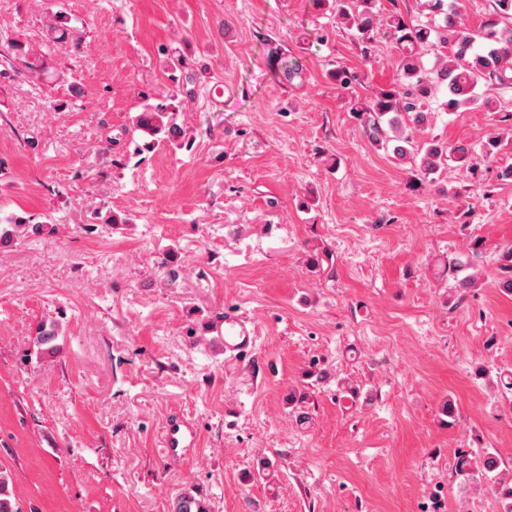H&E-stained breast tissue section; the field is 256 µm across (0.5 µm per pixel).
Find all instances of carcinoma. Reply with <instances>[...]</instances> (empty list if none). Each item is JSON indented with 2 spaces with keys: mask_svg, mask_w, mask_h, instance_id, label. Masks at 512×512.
<instances>
[{
  "mask_svg": "<svg viewBox=\"0 0 512 512\" xmlns=\"http://www.w3.org/2000/svg\"><path fill=\"white\" fill-rule=\"evenodd\" d=\"M377 0H334L336 18L349 23L365 62H371L374 43L380 36L391 38L400 51L398 82L381 88L369 104L353 107L361 117L364 134L369 142L381 149H392L398 158L414 153L415 133L428 121V109L440 85L447 87V99L442 103L446 112H457L484 100L480 87L512 85V0H493V9L484 21L472 28L462 22L460 0H425L431 17L440 23L421 24L406 18L398 8V0H390L385 24L379 23ZM424 45L434 46L441 54L439 67L426 69L418 56ZM15 46L5 48L0 57L11 66L34 69L27 56L13 53ZM336 85L351 91L360 76L346 68L332 73ZM497 141L491 139L483 155L475 154L465 144L448 145L433 141L423 151L419 171L425 176L437 172L450 157L468 164L472 173L481 168ZM36 233L40 225H28L21 220L0 224V242L25 234ZM11 474L0 468V512H21L8 494Z\"/></svg>",
  "mask_w": 512,
  "mask_h": 512,
  "instance_id": "carcinoma-1",
  "label": "carcinoma"
}]
</instances>
